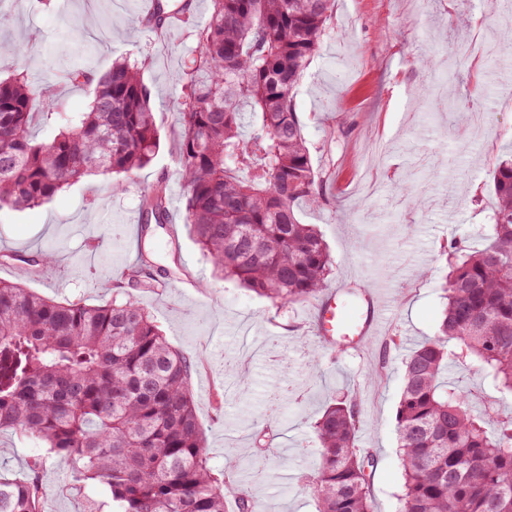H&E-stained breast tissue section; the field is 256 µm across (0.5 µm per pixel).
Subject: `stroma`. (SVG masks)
I'll list each match as a JSON object with an SVG mask.
<instances>
[{
    "label": "stroma",
    "instance_id": "stroma-1",
    "mask_svg": "<svg viewBox=\"0 0 512 512\" xmlns=\"http://www.w3.org/2000/svg\"><path fill=\"white\" fill-rule=\"evenodd\" d=\"M13 22L0 41L22 42V54L0 55V77H27L72 112L87 111L92 85L65 80L73 64L94 74L115 59L144 63L160 146L126 190L90 175L33 209L0 210V252L32 257L50 246L54 266L25 287L58 302L111 301L120 271L139 249L162 266L179 267L166 287L134 290L170 344L193 360L192 389L215 475L226 455L246 461L233 478L254 512H316L302 478L318 468L313 424L336 399L359 407L356 447L371 452L374 512H398L403 472L395 424L403 361L412 344L436 335L448 272V245L480 246L491 232L492 171L512 149V53L463 64L448 79V55L461 38L501 41L512 32V0H336L331 26L295 95L314 168L323 179L318 204L302 206L301 222L327 241L331 284L369 279L382 290L387 321L361 349L323 350L310 371L306 352L317 337L313 303L274 306L219 279L189 228L176 222L153 239L138 234L139 205L166 183L170 208L184 211L175 144L182 100L179 76L199 50L197 29L209 0H193L191 17L155 32L131 0H8ZM470 25L460 29L458 17ZM483 111L486 123L458 121L447 101ZM413 185V206L395 192ZM247 373L255 395L242 407L231 375ZM280 418L260 419L261 401L280 387ZM39 466L44 512H112L106 488L75 482L67 467L35 439L0 433V470L21 476Z\"/></svg>",
    "mask_w": 512,
    "mask_h": 512
}]
</instances>
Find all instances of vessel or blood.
Wrapping results in <instances>:
<instances>
[{"mask_svg": "<svg viewBox=\"0 0 512 512\" xmlns=\"http://www.w3.org/2000/svg\"><path fill=\"white\" fill-rule=\"evenodd\" d=\"M384 319L383 304L374 288L339 283L315 306L316 334L325 347L361 348L374 339Z\"/></svg>", "mask_w": 512, "mask_h": 512, "instance_id": "vessel-or-blood-1", "label": "vessel or blood"}]
</instances>
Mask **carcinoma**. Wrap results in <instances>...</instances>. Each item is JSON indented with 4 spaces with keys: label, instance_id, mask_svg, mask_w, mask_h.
<instances>
[{
    "label": "carcinoma",
    "instance_id": "1",
    "mask_svg": "<svg viewBox=\"0 0 512 512\" xmlns=\"http://www.w3.org/2000/svg\"><path fill=\"white\" fill-rule=\"evenodd\" d=\"M199 53L182 73L177 156L184 221L217 275L285 306L318 299L332 259L299 205L320 199L294 94L333 18L335 0H211ZM86 112L50 142L31 133L40 101L25 77L0 80V209L49 202L92 174L129 178L160 145L151 91L122 58L94 79ZM494 232L479 248L453 242L437 335L404 359L396 409L404 486L400 512H512V415L473 406L448 381L470 365L512 395V152L493 171ZM144 231L168 219L167 187L143 202ZM21 275L55 263L19 259ZM140 254L123 279L159 288ZM196 365L131 295L105 305L56 302L0 280V431L43 442L78 481L108 489L114 512H240L246 492L215 477L191 389ZM358 406L339 398L315 422L319 466L304 478L317 512H373L372 455L355 448ZM40 468L0 474V512H42Z\"/></svg>",
    "mask_w": 512,
    "mask_h": 512
}]
</instances>
